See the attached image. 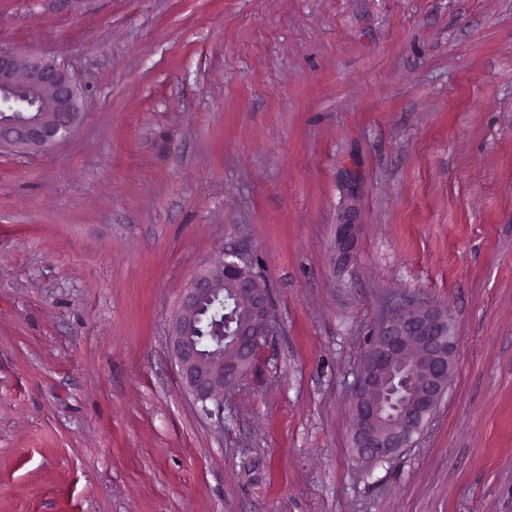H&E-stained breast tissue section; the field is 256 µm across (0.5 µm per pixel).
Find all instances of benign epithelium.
Masks as SVG:
<instances>
[{
	"label": "benign epithelium",
	"mask_w": 512,
	"mask_h": 512,
	"mask_svg": "<svg viewBox=\"0 0 512 512\" xmlns=\"http://www.w3.org/2000/svg\"><path fill=\"white\" fill-rule=\"evenodd\" d=\"M30 89L45 98L50 120H0V147L24 145L45 151L69 139L77 130L82 115L81 85L53 60L37 55L21 56L0 51V112L18 108L24 101L21 90ZM217 273L203 271L187 285L172 323L170 348L178 366L185 392L202 403L209 415L224 412L218 396L238 385L249 365L270 336L273 309L270 290L257 274L245 272L247 253L238 247L224 250ZM229 281L237 301L245 303L249 320L237 321L232 356L208 360L197 348L194 333L206 305L218 292V283ZM449 311L434 306H413L396 312L378 327L370 349L363 357L354 389L355 431L353 448L358 458L381 462L410 446L413 437L423 432L449 387L454 365L455 340ZM417 374L412 402L401 407L389 435L383 437L378 426L385 411L383 386L392 372L405 364L409 348ZM216 403V409L207 403Z\"/></svg>",
	"instance_id": "benign-epithelium-1"
}]
</instances>
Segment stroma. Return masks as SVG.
Segmentation results:
<instances>
[{
	"mask_svg": "<svg viewBox=\"0 0 512 512\" xmlns=\"http://www.w3.org/2000/svg\"><path fill=\"white\" fill-rule=\"evenodd\" d=\"M84 89L0 149V512H512V0H0ZM247 244L274 328L207 416L169 349ZM448 309L447 394L352 448L383 319Z\"/></svg>",
	"mask_w": 512,
	"mask_h": 512,
	"instance_id": "35a3bbf8",
	"label": "stroma"
}]
</instances>
